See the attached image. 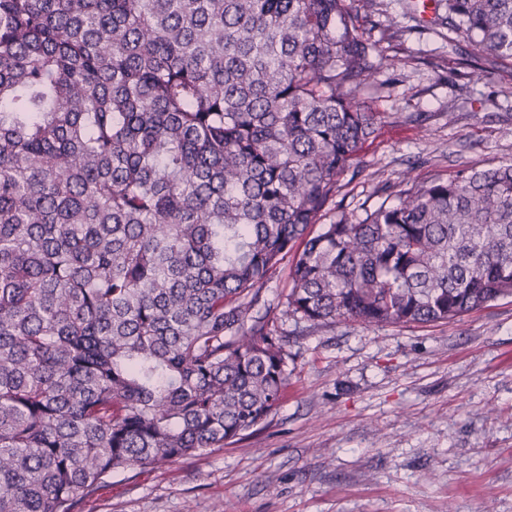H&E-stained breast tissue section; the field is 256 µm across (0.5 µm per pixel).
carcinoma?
Segmentation results:
<instances>
[{
    "mask_svg": "<svg viewBox=\"0 0 512 512\" xmlns=\"http://www.w3.org/2000/svg\"><path fill=\"white\" fill-rule=\"evenodd\" d=\"M354 2L0 0V512L260 426L278 305L380 326L512 296V164L313 230L381 123ZM446 7L470 61L512 62V0Z\"/></svg>",
    "mask_w": 512,
    "mask_h": 512,
    "instance_id": "cac0c4a2",
    "label": "carcinoma"
}]
</instances>
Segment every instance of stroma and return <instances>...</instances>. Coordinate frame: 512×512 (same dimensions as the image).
I'll return each instance as SVG.
<instances>
[{"label":"stroma","instance_id":"1","mask_svg":"<svg viewBox=\"0 0 512 512\" xmlns=\"http://www.w3.org/2000/svg\"><path fill=\"white\" fill-rule=\"evenodd\" d=\"M399 36L358 23L381 62L383 120L329 203L362 215L417 181L512 163V66L463 65L471 42L410 0ZM288 387L235 444L113 473L79 512H512V297L448 323L316 329L288 319Z\"/></svg>","mask_w":512,"mask_h":512}]
</instances>
